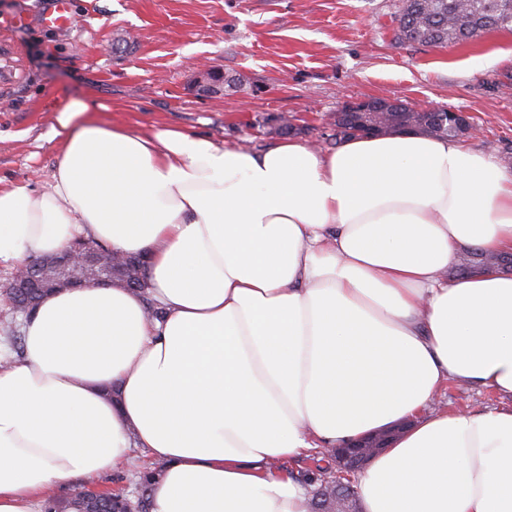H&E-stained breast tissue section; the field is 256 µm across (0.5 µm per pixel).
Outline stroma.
<instances>
[{
	"label": "stroma",
	"mask_w": 512,
	"mask_h": 512,
	"mask_svg": "<svg viewBox=\"0 0 512 512\" xmlns=\"http://www.w3.org/2000/svg\"><path fill=\"white\" fill-rule=\"evenodd\" d=\"M75 22L42 24L54 0H0V181L41 191L58 160L52 105L88 101L103 124L177 129L246 151L292 139L334 150L328 129L344 105L392 97L469 113L465 148L512 167V32L467 45L398 41L403 0H70ZM223 69L233 86L206 96L195 67ZM287 116L291 130L279 133ZM477 386L448 382L441 409L498 406ZM150 457L135 450L116 472L57 490L135 495Z\"/></svg>",
	"instance_id": "stroma-1"
}]
</instances>
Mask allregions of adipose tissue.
<instances>
[{"mask_svg":"<svg viewBox=\"0 0 512 512\" xmlns=\"http://www.w3.org/2000/svg\"><path fill=\"white\" fill-rule=\"evenodd\" d=\"M46 190L0 185V265L91 238L144 257L49 294L0 369V512L144 449L151 512H308L272 469L409 421L359 474L363 512H512V407L432 410L448 380L512 399V169L418 133L264 152L55 108Z\"/></svg>","mask_w":512,"mask_h":512,"instance_id":"ef3b65f1","label":"adipose tissue"}]
</instances>
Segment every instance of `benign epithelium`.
<instances>
[{
  "label": "benign epithelium",
  "mask_w": 512,
  "mask_h": 512,
  "mask_svg": "<svg viewBox=\"0 0 512 512\" xmlns=\"http://www.w3.org/2000/svg\"><path fill=\"white\" fill-rule=\"evenodd\" d=\"M197 85L209 95L224 93V71L208 63L196 66ZM372 100H359L336 115V121L350 122L356 130L378 134L389 124V113L371 111ZM452 135H473L479 128L466 112L450 111L440 120L439 131ZM58 266L48 270L40 261H29L14 272L7 285L9 295L24 292L42 296L60 288H78L87 284L110 286L117 270L132 263L125 255L111 250L91 249L85 243H73L60 253ZM391 434L379 432L339 448H322L319 453L334 461V470L314 493L316 512H362L353 486L346 482L350 474L365 465L388 446Z\"/></svg>",
  "instance_id": "obj_1"
}]
</instances>
